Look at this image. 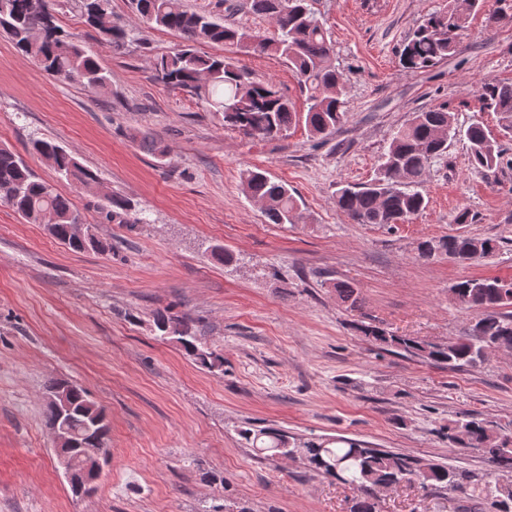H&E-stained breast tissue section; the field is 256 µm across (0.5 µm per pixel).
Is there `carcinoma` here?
Instances as JSON below:
<instances>
[{"instance_id": "carcinoma-1", "label": "carcinoma", "mask_w": 512, "mask_h": 512, "mask_svg": "<svg viewBox=\"0 0 512 512\" xmlns=\"http://www.w3.org/2000/svg\"><path fill=\"white\" fill-rule=\"evenodd\" d=\"M112 0H82L85 23L95 28L101 43L114 50L130 40V30L112 21ZM132 14L147 28L177 33L181 44L155 59L154 77L165 87L180 90L224 113V125L268 140L286 135L300 120L294 104L268 79L235 65L223 56L200 53L202 43L224 44L232 49L274 57L295 72L305 96V124L311 136L328 135L342 123L346 112L343 96L346 79L335 64L334 48L312 0H247L254 14L269 19L273 30L250 32L228 20L190 11L183 0H128ZM483 0H448V10L428 15L408 35L400 61L409 71H421L448 60L458 47L459 35ZM0 31L14 47L31 57L45 72L64 81L76 80L92 91L108 89L110 77L85 47L62 35L53 14V0H0ZM481 110L499 115L512 129V83L485 82L479 89ZM466 142L471 168H496L502 149L483 123L458 126L444 106L419 112L399 127L390 139L384 161L375 179L363 186H342L335 193L336 208L356 224H404L427 206L420 187L429 164L448 151V142ZM33 151L45 159L63 179L84 188L99 183L98 174L85 167L62 146L43 139L32 142ZM245 196L262 204L270 224H294L299 199L288 186L261 171L242 174ZM0 202L33 224H50L48 233L73 251H103L106 245L90 232L77 238L73 228L84 223L70 199L40 180L24 159L8 147H0ZM102 210L122 224H142L130 201L121 195H103ZM439 247L461 262L476 253L494 254L498 242L491 238L448 235L418 246L419 256L429 259V247ZM451 297L466 309L480 311L475 325L463 336L433 343L414 336L397 335L360 322L355 329L378 348L423 358L437 366L457 370L475 367L485 360L489 348L512 350V278H466L450 288ZM154 324L163 339L170 338L186 356L211 372L224 370V356L209 347L193 321L168 309L154 312ZM66 387L69 407L61 414L47 403L45 421L52 429L63 422L76 441L91 448L107 445L98 435L104 411L88 392L69 381L51 379L46 390ZM241 440L265 457L281 458L296 451L310 471L331 477L355 493L350 512H378L384 489L419 484L425 491L448 490L466 502H488L493 512H512V433L477 415L448 421V446L479 448L495 464L497 476L457 468L419 456L379 448L370 442L343 436L298 439L276 428L242 427Z\"/></svg>"}]
</instances>
